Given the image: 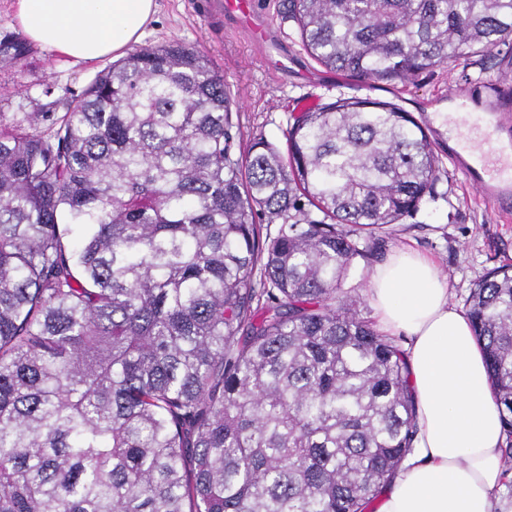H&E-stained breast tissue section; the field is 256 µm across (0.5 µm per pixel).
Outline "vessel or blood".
<instances>
[{
	"label": "vessel or blood",
	"mask_w": 512,
	"mask_h": 512,
	"mask_svg": "<svg viewBox=\"0 0 512 512\" xmlns=\"http://www.w3.org/2000/svg\"><path fill=\"white\" fill-rule=\"evenodd\" d=\"M207 8L234 18L258 45L270 42L268 26L257 19L255 0H209ZM445 125L454 164L466 180L495 211L512 208V103L503 99L500 86L487 84L482 111L449 113Z\"/></svg>",
	"instance_id": "b4317fda"
}]
</instances>
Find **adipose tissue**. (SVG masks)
<instances>
[{
	"label": "adipose tissue",
	"instance_id": "1",
	"mask_svg": "<svg viewBox=\"0 0 512 512\" xmlns=\"http://www.w3.org/2000/svg\"><path fill=\"white\" fill-rule=\"evenodd\" d=\"M24 36L75 61L141 40L156 0H14ZM379 330L408 339L417 433L376 512H495L505 432L483 351L429 258L397 248L370 274Z\"/></svg>",
	"mask_w": 512,
	"mask_h": 512
}]
</instances>
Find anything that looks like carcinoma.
I'll return each mask as SVG.
<instances>
[{
    "label": "carcinoma",
    "instance_id": "obj_1",
    "mask_svg": "<svg viewBox=\"0 0 512 512\" xmlns=\"http://www.w3.org/2000/svg\"><path fill=\"white\" fill-rule=\"evenodd\" d=\"M282 2L370 83L512 44V0ZM234 106L173 41L0 124V512H370L411 451L405 350L345 283L433 194L429 130L338 98L243 147ZM465 306L512 437V266Z\"/></svg>",
    "mask_w": 512,
    "mask_h": 512
}]
</instances>
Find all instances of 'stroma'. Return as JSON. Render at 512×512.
Listing matches in <instances>:
<instances>
[{"label": "stroma", "instance_id": "35a3bbf8", "mask_svg": "<svg viewBox=\"0 0 512 512\" xmlns=\"http://www.w3.org/2000/svg\"><path fill=\"white\" fill-rule=\"evenodd\" d=\"M157 12L143 45L178 41L201 51L219 68L239 108L233 121L241 143L264 136L285 146L290 115L300 101L324 104L339 97L392 102L414 117L454 111L449 89L467 88L481 103L485 85L496 81L512 95V73L499 57L475 56L423 71L411 82L367 83L314 63L303 51L293 22L282 12L281 0H261L272 48L287 52L286 70L272 73L262 53L233 22L221 25L200 17V0H156ZM110 59L76 63L28 42L14 20V0H0V119L24 112H61L92 78L108 68ZM433 147L439 171L433 197L417 214L386 236L370 239L376 260L396 246L407 245L429 256L445 276L450 297L464 306L472 288L491 269L512 264V220L505 221L480 198L448 156V140Z\"/></svg>", "mask_w": 512, "mask_h": 512}]
</instances>
